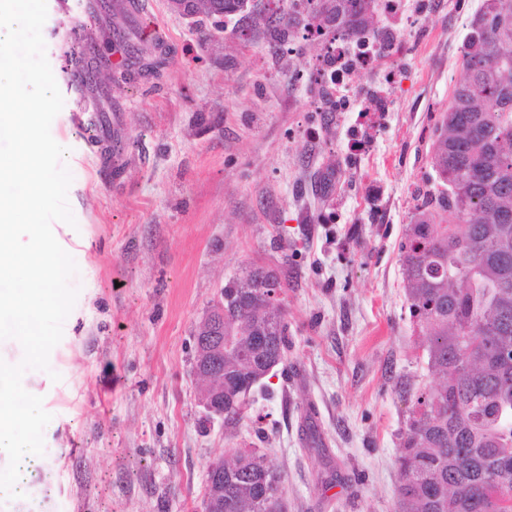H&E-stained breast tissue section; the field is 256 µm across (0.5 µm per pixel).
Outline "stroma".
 Returning <instances> with one entry per match:
<instances>
[{"mask_svg": "<svg viewBox=\"0 0 512 512\" xmlns=\"http://www.w3.org/2000/svg\"><path fill=\"white\" fill-rule=\"evenodd\" d=\"M174 54L160 69L97 85L121 166L87 145L65 98L51 134L66 148L77 221L52 225L75 259L79 295L23 386L52 416L43 455L25 456L0 512H202L207 461L263 451L288 512H397L401 434L419 388L438 381L409 314L400 245L418 191L432 187L435 126L461 77L484 0L375 8L407 44L350 84L386 109L329 111L316 63L332 34L304 26L274 46L258 0L223 25L148 0ZM42 34L66 89L70 18L48 0ZM288 284L291 347L233 430L208 421L192 374L196 327L242 268Z\"/></svg>", "mask_w": 512, "mask_h": 512, "instance_id": "1", "label": "stroma"}]
</instances>
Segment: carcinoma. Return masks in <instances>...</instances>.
<instances>
[{"instance_id": "carcinoma-1", "label": "carcinoma", "mask_w": 512, "mask_h": 512, "mask_svg": "<svg viewBox=\"0 0 512 512\" xmlns=\"http://www.w3.org/2000/svg\"><path fill=\"white\" fill-rule=\"evenodd\" d=\"M236 0H195V13L220 22ZM374 0H326L267 27L283 42L303 16L348 40L368 28ZM431 144L438 187L420 194L406 226L402 263L410 317L425 329L428 366L439 381L418 390L402 432L399 512H512V26H485L464 47ZM269 288H287L264 269L224 286L237 307L224 316V427L249 405L253 379L290 348L281 306ZM281 474L253 454L224 456V512H287Z\"/></svg>"}]
</instances>
